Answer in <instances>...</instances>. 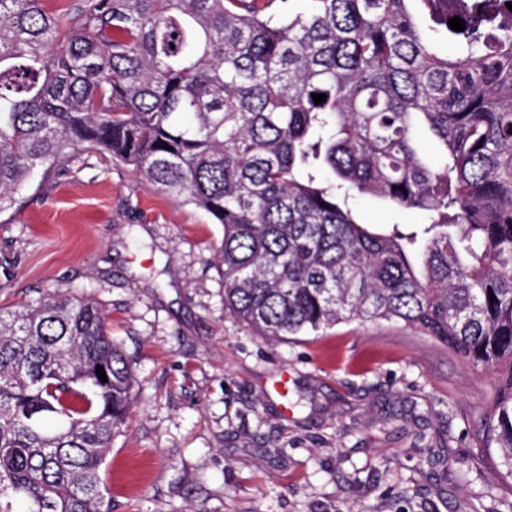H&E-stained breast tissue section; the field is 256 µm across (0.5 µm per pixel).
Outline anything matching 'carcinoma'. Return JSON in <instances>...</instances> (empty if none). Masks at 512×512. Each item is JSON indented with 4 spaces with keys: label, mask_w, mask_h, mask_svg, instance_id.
Returning <instances> with one entry per match:
<instances>
[{
    "label": "carcinoma",
    "mask_w": 512,
    "mask_h": 512,
    "mask_svg": "<svg viewBox=\"0 0 512 512\" xmlns=\"http://www.w3.org/2000/svg\"><path fill=\"white\" fill-rule=\"evenodd\" d=\"M310 2L0 0V213L110 155L223 225L224 307L256 335L396 322L504 370L484 443L512 478V0ZM366 196L424 220L364 224ZM135 383L93 297L0 308V512H112Z\"/></svg>",
    "instance_id": "cac0c4a2"
}]
</instances>
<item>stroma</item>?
I'll list each match as a JSON object with an SVG mask.
<instances>
[{
  "instance_id": "1",
  "label": "stroma",
  "mask_w": 512,
  "mask_h": 512,
  "mask_svg": "<svg viewBox=\"0 0 512 512\" xmlns=\"http://www.w3.org/2000/svg\"><path fill=\"white\" fill-rule=\"evenodd\" d=\"M222 237L91 150L0 213V307L93 296L137 376L112 512H512L494 373L397 323L266 342L224 306Z\"/></svg>"
}]
</instances>
